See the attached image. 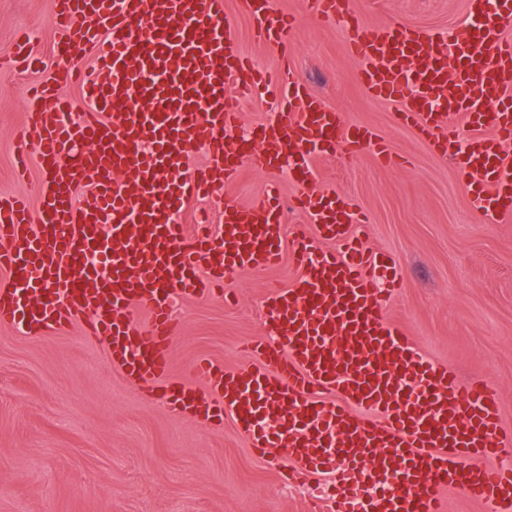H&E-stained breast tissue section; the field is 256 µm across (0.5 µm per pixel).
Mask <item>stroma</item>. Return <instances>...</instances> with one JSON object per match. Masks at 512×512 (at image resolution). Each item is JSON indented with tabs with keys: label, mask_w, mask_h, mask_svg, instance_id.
<instances>
[{
	"label": "stroma",
	"mask_w": 512,
	"mask_h": 512,
	"mask_svg": "<svg viewBox=\"0 0 512 512\" xmlns=\"http://www.w3.org/2000/svg\"><path fill=\"white\" fill-rule=\"evenodd\" d=\"M365 25L395 22L453 33L469 18V0H355ZM235 42L257 65L291 63L347 123L383 135L397 165L374 152L356 162L335 152L318 160L317 187L355 197L366 218L367 247L393 254L404 285L391 320L432 361L463 379L480 377L501 396L512 435V221L486 222L470 206L454 158L436 154L410 128L396 125L393 104L372 98L339 25L303 15L290 58L257 37L244 0H225ZM53 0H0V50L27 34L51 55ZM31 75L0 69V196L37 204L42 175L15 171L16 131L27 122ZM283 198L302 192L286 174L244 165L223 193L247 205L269 182ZM290 257L266 271L241 272L238 302L181 299L174 310L172 374L189 378L200 357L245 364L241 345L261 337L264 285H290ZM288 451L254 455L232 422L205 427L169 411L109 364L102 342L81 328L32 338L0 327V512H311L308 491L283 484Z\"/></svg>",
	"instance_id": "obj_1"
}]
</instances>
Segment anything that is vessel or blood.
<instances>
[{
	"label": "vessel or blood",
	"instance_id": "b4317fda",
	"mask_svg": "<svg viewBox=\"0 0 512 512\" xmlns=\"http://www.w3.org/2000/svg\"><path fill=\"white\" fill-rule=\"evenodd\" d=\"M310 2L341 25L362 87L397 104L395 123L457 158L473 210L511 220L512 41L502 29L512 0H475L451 38L364 26L350 0ZM247 6L260 38L288 53L300 16L271 0ZM51 25L54 55L87 46L96 65L30 89L37 149L15 160L22 175L37 163L44 179L38 207L0 198V327L43 337L80 325L105 338L111 366L159 389L171 410L205 426L231 419L261 457L289 448L293 474L330 485L323 512H445L446 487L512 512V466L492 463L512 446L498 393L431 361L391 323L382 299L401 286L394 258L365 248L351 196L312 188L316 157L370 147L386 164L385 140L345 123L296 69L271 73L242 55L224 0H58ZM7 61L45 68L22 41L0 50ZM71 85L82 112L59 94ZM264 90L274 119L241 130L229 92ZM457 117L474 132L464 147L448 134ZM198 148L207 164L187 167ZM246 163L303 186L307 223L286 226L273 196L249 207L225 199ZM200 199L209 218L183 223ZM286 244L300 274L265 294L264 338L244 347L250 365L203 358L192 381L171 378L174 298L223 295L231 275L269 268ZM89 250L97 263L81 262Z\"/></svg>",
	"mask_w": 512,
	"mask_h": 512
}]
</instances>
